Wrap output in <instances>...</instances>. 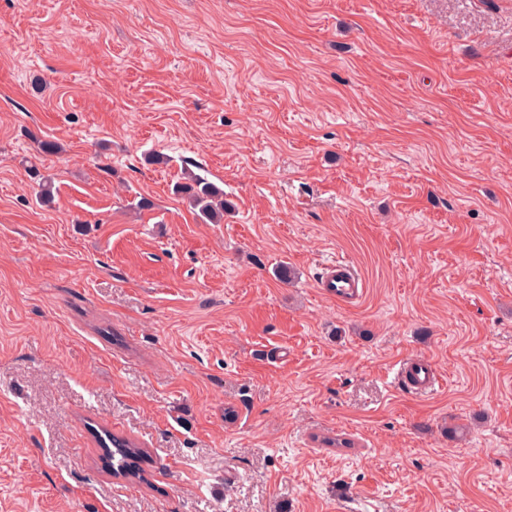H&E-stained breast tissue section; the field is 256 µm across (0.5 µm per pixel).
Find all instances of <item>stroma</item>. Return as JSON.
Masks as SVG:
<instances>
[{
  "instance_id": "1",
  "label": "stroma",
  "mask_w": 512,
  "mask_h": 512,
  "mask_svg": "<svg viewBox=\"0 0 512 512\" xmlns=\"http://www.w3.org/2000/svg\"><path fill=\"white\" fill-rule=\"evenodd\" d=\"M0 512H512V0H0ZM184 183L177 185L176 190L183 194L197 208L200 216L211 224L224 221V213L229 204L224 200V191L207 178L189 173ZM319 288L337 303L351 304L364 294V282L357 272L344 261H336L325 267L318 283ZM398 374L412 390L420 393L431 394L441 386V378L424 362L404 361ZM98 440L101 444V448H114L112 450V460L119 456L117 464L114 465L116 474L123 476L124 478L138 479L141 481L140 469H133L130 467V463L134 462L138 457H143L145 451L140 448L135 442L110 433H104V435L97 434Z\"/></svg>"
}]
</instances>
